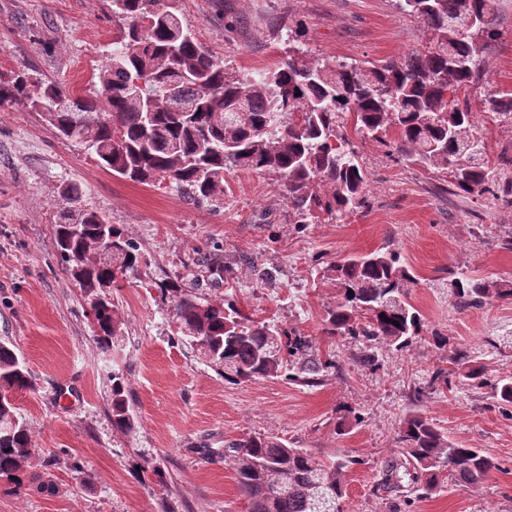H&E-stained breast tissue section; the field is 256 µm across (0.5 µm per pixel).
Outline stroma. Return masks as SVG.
<instances>
[{
    "instance_id": "1",
    "label": "stroma",
    "mask_w": 512,
    "mask_h": 512,
    "mask_svg": "<svg viewBox=\"0 0 512 512\" xmlns=\"http://www.w3.org/2000/svg\"><path fill=\"white\" fill-rule=\"evenodd\" d=\"M181 10L199 43L248 77L293 47L314 60L382 64L427 38L396 0H181ZM121 24L111 0H0V74L26 66L88 93ZM497 28L485 76L469 93L493 161L512 152V124L482 107L512 91V0H501ZM344 131L369 174L368 205L300 228L288 221L275 174L226 171L216 208L166 181L113 175L26 106L0 112V341L24 357L33 381L12 396L33 454L23 489L0 476V512H249L224 450L258 433L321 457H354L343 512H512V408H499L488 387L427 386L433 369L449 367L460 351L490 378H512V299L463 308L450 288L461 276L512 283V208L449 193L445 177L394 161L353 119ZM68 184L145 253L138 280L112 291L122 326L108 353L57 253L54 226ZM383 245L414 269L409 296L423 332L400 350L326 336V312L341 294L332 263ZM199 251L235 264L222 280L200 278L194 295L232 298L255 319L312 337L321 353L335 354L336 369L313 387L225 380L187 343L158 288L184 275ZM265 270L272 280L261 279ZM364 354L378 357L380 370L356 364ZM116 370L129 382L137 421L128 435L112 426ZM419 387L426 393L417 399ZM413 413L450 442L481 449L493 462L486 480L469 488L450 481L429 497L383 490V466L397 458L402 422Z\"/></svg>"
}]
</instances>
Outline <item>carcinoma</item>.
I'll return each instance as SVG.
<instances>
[{"label": "carcinoma", "instance_id": "1", "mask_svg": "<svg viewBox=\"0 0 512 512\" xmlns=\"http://www.w3.org/2000/svg\"><path fill=\"white\" fill-rule=\"evenodd\" d=\"M401 13L418 20L429 35L426 47L400 63L376 66L312 60L298 49L242 79L216 61L183 23L181 0H112L125 20L106 63L96 74L100 90L78 94L65 84L19 69L0 76V112L25 104L43 115L55 132L81 144L113 175L136 183L167 180L189 198L218 206L229 167L281 179L288 223L310 224L321 214L336 221L363 207L368 173L342 131L344 116L358 132L391 145L402 160L449 179L453 194L489 195L512 207V157L504 152L494 169L487 151H463L483 143L471 104L460 99L482 77L499 0H398ZM482 26L463 32L469 17ZM301 95H296V92ZM485 111L512 122V92L485 101ZM55 228L59 258L96 310V340L108 352L119 341L121 315L105 289L132 282L146 262L140 244L107 217L82 205L67 187ZM112 247V256L104 254ZM205 266L214 280L228 266L223 256L201 252L190 266ZM343 294L326 311L328 336H348L406 347L423 323L408 302L412 267L386 246L333 265ZM196 281L176 278L160 286L171 300L184 335L197 342L206 361L231 381L282 378L307 386L336 368L308 336L286 332L243 313L231 299L203 300ZM453 294L465 307L490 298L512 299V287L459 277ZM456 369L437 368L428 388L448 384L454 374L469 385L488 384L486 370L468 356L453 358ZM32 387L24 360L0 341V475L14 479L32 451L28 425L11 400ZM491 388L498 403L512 406V379ZM112 422L135 432L124 374L112 372ZM399 450L412 467L415 491L429 496L452 479L459 487L481 483L494 467L476 448L459 447L426 417L409 415ZM237 483L251 512H342L344 477L357 460L321 458L307 448L260 434L228 448Z\"/></svg>", "mask_w": 512, "mask_h": 512}]
</instances>
